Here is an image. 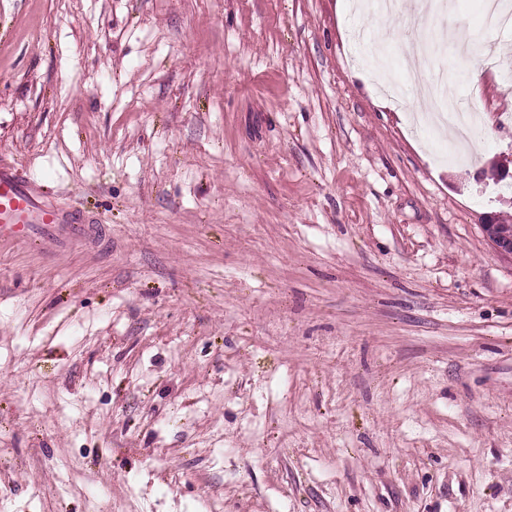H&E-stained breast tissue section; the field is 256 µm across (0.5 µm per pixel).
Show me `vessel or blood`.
<instances>
[{
  "label": "vessel or blood",
  "instance_id": "vessel-or-blood-1",
  "mask_svg": "<svg viewBox=\"0 0 512 512\" xmlns=\"http://www.w3.org/2000/svg\"><path fill=\"white\" fill-rule=\"evenodd\" d=\"M76 235L91 237L92 229L73 212L49 204L25 173L0 167V240L61 246Z\"/></svg>",
  "mask_w": 512,
  "mask_h": 512
}]
</instances>
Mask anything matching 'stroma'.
<instances>
[{"label":"stroma","mask_w":512,"mask_h":512,"mask_svg":"<svg viewBox=\"0 0 512 512\" xmlns=\"http://www.w3.org/2000/svg\"><path fill=\"white\" fill-rule=\"evenodd\" d=\"M338 0H0V166L98 226L0 241V512H512V33ZM509 57L484 69L489 43ZM424 90L430 98L431 111L455 133V140L451 143L449 151L457 160L465 161L473 143V131L479 123V116L448 106V100L438 96L431 85L426 86ZM503 222L512 225L511 221ZM505 224L500 223L498 214H493L485 218L481 228L486 239L499 253L512 256V228Z\"/></svg>","instance_id":"1"}]
</instances>
